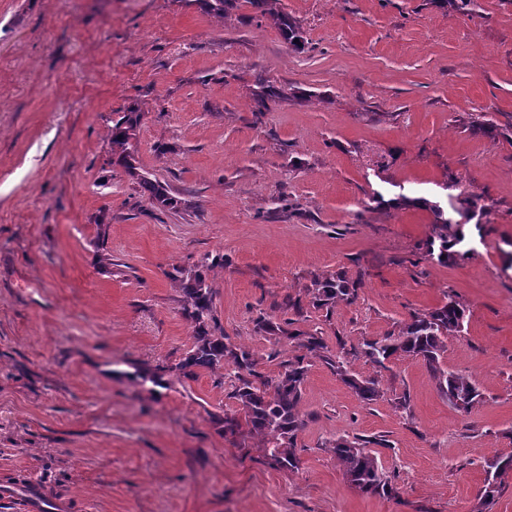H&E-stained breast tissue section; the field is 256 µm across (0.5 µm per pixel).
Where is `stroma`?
Wrapping results in <instances>:
<instances>
[{
    "label": "stroma",
    "instance_id": "obj_1",
    "mask_svg": "<svg viewBox=\"0 0 512 512\" xmlns=\"http://www.w3.org/2000/svg\"><path fill=\"white\" fill-rule=\"evenodd\" d=\"M276 7L303 50L247 0L220 19L205 0H0V512H24L23 490L55 512H512V471L482 502L512 454V0ZM133 108L134 165L179 211L112 161ZM451 175L484 206L483 239L441 264L419 201ZM218 255L215 316L261 372L295 352L263 317L379 381L364 403L311 357L297 470L225 434L222 371L140 377L194 342L173 269ZM332 276L355 298L315 307ZM451 296L466 316L441 364L478 385L467 413L422 359L361 354ZM354 437L391 494L347 481L328 444ZM143 117L142 112H127L122 118L117 120L108 131V142L112 159L122 165L131 176H137L143 193H148L154 207L161 211L177 210L181 202L170 197L165 189L159 184L153 183L147 177L136 173L132 164V152L134 145L132 140L135 136V130ZM490 468H494L495 470L494 472H492V470L488 472L489 474L486 479L487 482L483 490L484 501H488L495 496V493L498 492L501 484L498 480L501 479V476L508 470H512V455L510 454L497 460L490 466Z\"/></svg>",
    "mask_w": 512,
    "mask_h": 512
}]
</instances>
